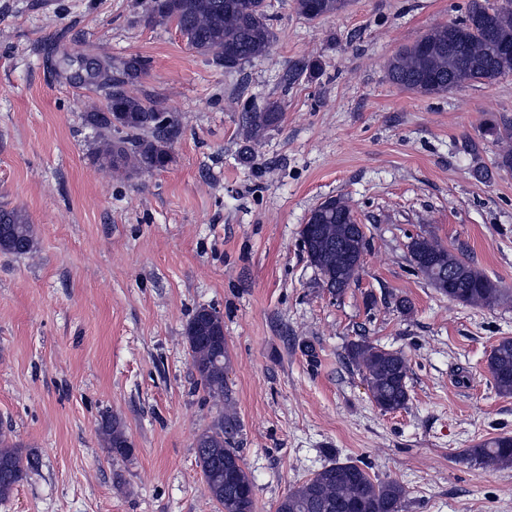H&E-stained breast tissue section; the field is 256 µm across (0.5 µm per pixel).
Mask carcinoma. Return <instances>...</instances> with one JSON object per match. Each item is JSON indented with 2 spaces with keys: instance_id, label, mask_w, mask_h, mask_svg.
<instances>
[{
  "instance_id": "obj_1",
  "label": "carcinoma",
  "mask_w": 512,
  "mask_h": 512,
  "mask_svg": "<svg viewBox=\"0 0 512 512\" xmlns=\"http://www.w3.org/2000/svg\"><path fill=\"white\" fill-rule=\"evenodd\" d=\"M296 12L314 21L345 11L350 0H294ZM152 16L171 21L196 52L211 55L234 70L242 63L270 55L274 34L265 0H152ZM94 84L108 89L103 108L88 114L96 123L101 112H119L123 135L112 139V129L102 126L105 143L98 158L118 170L132 166L160 170L171 162L168 140L171 120L134 95L143 63L132 57L114 72L104 57ZM387 75L399 88L424 97L440 96L453 88L512 75V0H467L464 15L453 22L432 27L418 40L397 50L387 61ZM281 106L268 101L247 113V141H258L279 126ZM485 132L501 145L494 170H512V115L506 113L486 124ZM301 232L307 258L334 296H341L359 277L363 253L346 257L338 269L339 254L352 241L367 245L363 225L357 223L349 202L339 196L321 202ZM35 247L32 225L18 209L0 207V252L26 254ZM409 254L425 280L440 294L462 305L494 308L508 297L500 285L462 255L435 237L418 234L408 244ZM192 365L210 399L224 400L227 349L224 323L213 308L200 307L186 326ZM346 358L363 374L374 403L385 412L405 408L410 400L407 380L410 364L400 353L361 338L346 347ZM488 368L499 394L512 395V338L495 345ZM237 417L221 413L196 438V465L205 491L220 512H256L253 482L243 467L234 439ZM99 435L112 454L132 452L119 419L106 415ZM467 455L486 469L512 466V434H501L467 450ZM37 451L26 453L0 432V499L8 498L29 472L39 468ZM406 490L397 481H379L353 462H333L290 490L277 504L276 512H403Z\"/></svg>"
}]
</instances>
